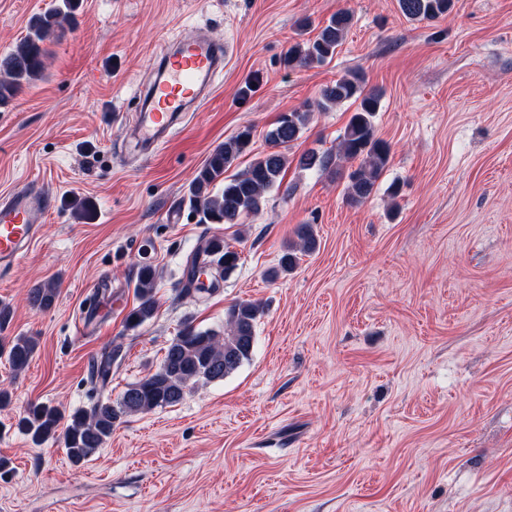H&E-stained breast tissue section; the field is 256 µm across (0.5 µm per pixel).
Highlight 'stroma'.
<instances>
[{
	"mask_svg": "<svg viewBox=\"0 0 512 512\" xmlns=\"http://www.w3.org/2000/svg\"><path fill=\"white\" fill-rule=\"evenodd\" d=\"M57 3L0 0V55ZM341 9L353 24L334 58L286 67ZM189 36L223 43L224 74L179 134L138 153L140 89L159 49ZM49 48L42 76L0 105V196L53 197L0 273V338L38 342L22 372L0 359V512H512V0H454L430 22L398 0H79ZM350 70L382 91L374 124L391 148L367 202L298 165L336 148L343 103L313 112L258 214L201 224L181 206L216 147L252 127L247 166L281 113ZM301 224L318 248L270 279ZM214 236L238 265L207 298L185 296L184 269ZM145 260L157 311L129 330ZM49 281L58 298L41 311L28 294ZM248 301L262 307L249 360L128 416L87 461L16 428L35 403L118 401L180 329H221Z\"/></svg>",
	"mask_w": 512,
	"mask_h": 512,
	"instance_id": "stroma-1",
	"label": "stroma"
}]
</instances>
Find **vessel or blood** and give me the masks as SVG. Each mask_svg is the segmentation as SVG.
<instances>
[{
	"mask_svg": "<svg viewBox=\"0 0 512 512\" xmlns=\"http://www.w3.org/2000/svg\"><path fill=\"white\" fill-rule=\"evenodd\" d=\"M157 78L146 92L135 128L148 147L172 137L185 112L194 110L224 71V47L203 38L163 46L156 57ZM52 205L36 188L0 200V271L10 268L39 236Z\"/></svg>",
	"mask_w": 512,
	"mask_h": 512,
	"instance_id": "vessel-or-blood-1",
	"label": "vessel or blood"
}]
</instances>
